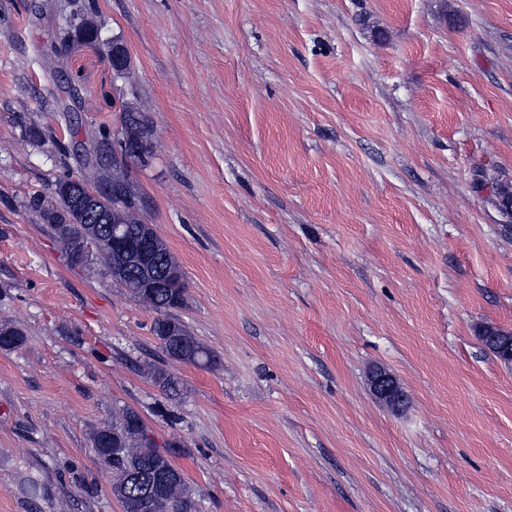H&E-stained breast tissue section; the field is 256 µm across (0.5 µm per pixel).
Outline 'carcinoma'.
I'll use <instances>...</instances> for the list:
<instances>
[{
  "label": "carcinoma",
  "instance_id": "1",
  "mask_svg": "<svg viewBox=\"0 0 512 512\" xmlns=\"http://www.w3.org/2000/svg\"><path fill=\"white\" fill-rule=\"evenodd\" d=\"M96 12L95 0H83L73 12L81 21L79 28L85 31L81 38L74 36L76 27L67 24L59 29L56 53L66 57L82 47L98 49L107 63H112V42H103L94 33L97 22L92 19ZM101 144L96 160L103 159L107 165L128 171L143 163L140 158L131 157L120 149L117 131L102 128L98 131ZM72 175L59 178L52 185L53 201L48 202L41 195H32L27 208L39 213L51 230L53 238L66 253L75 267L85 265L92 257L100 258L107 267H112V247L108 242L107 225L89 224L75 217L63 189L70 184ZM103 207L111 223L121 224L132 241L140 240V232L147 227L141 219L143 199L134 195L129 198L106 200ZM129 293L139 303L155 311L151 331L159 341L165 355L174 362L209 367L215 363L214 352L196 336L171 310L185 305L187 288L184 277L169 281L161 288H131ZM482 344L498 359L512 360V333L492 325L479 332ZM24 333L16 328L0 327V349L12 350L24 343ZM158 448L150 429L141 415L124 407L112 413V421L99 428L92 437L95 455L108 465L114 473L111 495L118 501L124 512H196L191 488L187 485L179 468L171 459L172 448ZM164 471L177 474L178 480L165 496L147 493L149 482Z\"/></svg>",
  "mask_w": 512,
  "mask_h": 512
}]
</instances>
